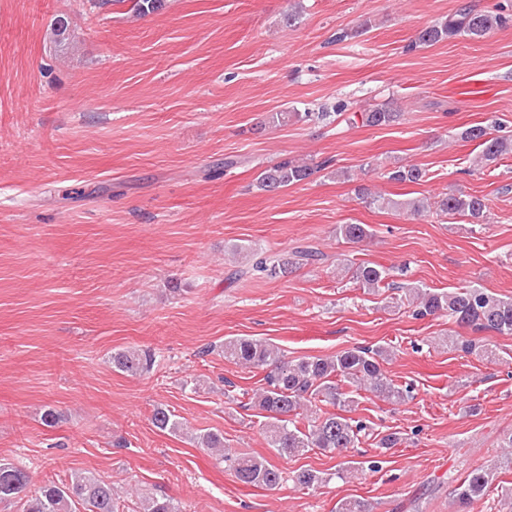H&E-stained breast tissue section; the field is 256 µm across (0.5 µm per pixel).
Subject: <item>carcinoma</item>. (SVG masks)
I'll return each instance as SVG.
<instances>
[{"instance_id":"1","label":"carcinoma","mask_w":512,"mask_h":512,"mask_svg":"<svg viewBox=\"0 0 512 512\" xmlns=\"http://www.w3.org/2000/svg\"><path fill=\"white\" fill-rule=\"evenodd\" d=\"M508 17L498 10H475L464 7L447 21L428 26L420 31L417 41L432 46L448 37L466 36L479 39L492 29L505 25ZM363 122L370 126L388 125L398 118V113L387 105H380L362 113ZM463 138L480 142L483 146L481 160L489 165L505 154H512V134L494 135L483 126H472L463 132ZM314 169L285 160L260 173L258 187L265 192H276L289 185L309 178ZM425 171L415 165L400 166L390 173V179L398 182H419ZM486 211L485 199L477 195H451L441 200L440 212L445 215L463 214L479 222ZM340 235L353 243L368 236L363 224H341ZM319 260V253L308 248L286 255L262 257L255 263L257 271L270 277L284 276L301 261ZM385 270L368 265L352 269V278L362 287L373 290L386 279ZM408 295L417 300L416 314L425 317L446 313L457 323L478 329L493 330L512 335V298L500 297L482 288H459L448 292H432L423 288H409ZM224 359L239 365L268 369L266 387L257 398L258 406L270 413L267 424L269 445L279 455L295 457L313 448L325 452L342 453L354 447L361 425L352 423L340 414L331 413L314 419L308 429L290 425L288 416L323 397L339 408L354 404L353 397L336 384L335 378L360 385L393 402H403L409 391L396 386L384 373L381 361L387 352L381 348H352L334 357L311 356L288 361L278 347L249 337L224 340ZM112 367L118 371L140 375L149 371L154 356L148 351L118 350L110 356ZM153 425L162 431L176 432L182 423L166 407H158L152 416ZM202 448L213 453L221 461L231 462L235 477L244 484L277 487L282 472L264 458L232 457L224 453V438L215 433L197 437ZM326 481L324 473L301 469L294 474V482L305 489ZM494 481L493 469L473 471L456 489L460 507L465 510L482 499ZM29 476L25 470L0 460V501L17 499L22 512H119L118 497L112 484L82 472L71 474L68 484L50 482L34 495L27 494ZM141 512H179L175 502L164 495L143 497Z\"/></svg>"}]
</instances>
